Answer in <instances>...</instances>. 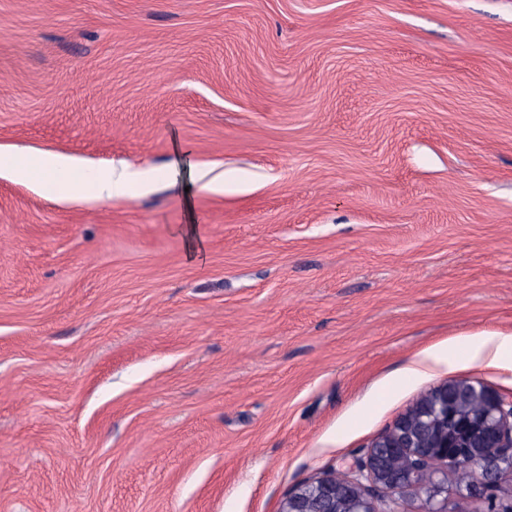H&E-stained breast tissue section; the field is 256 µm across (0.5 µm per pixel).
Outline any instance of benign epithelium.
<instances>
[{
    "mask_svg": "<svg viewBox=\"0 0 512 512\" xmlns=\"http://www.w3.org/2000/svg\"><path fill=\"white\" fill-rule=\"evenodd\" d=\"M467 475V494L486 512H512L499 497L512 482V399L478 379H450L422 397L347 470L299 484L280 512H404L401 494L426 495L422 512H448V472Z\"/></svg>",
    "mask_w": 512,
    "mask_h": 512,
    "instance_id": "7a95c632",
    "label": "benign epithelium"
}]
</instances>
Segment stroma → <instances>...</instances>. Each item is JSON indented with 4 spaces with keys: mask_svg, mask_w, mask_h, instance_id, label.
<instances>
[{
    "mask_svg": "<svg viewBox=\"0 0 512 512\" xmlns=\"http://www.w3.org/2000/svg\"><path fill=\"white\" fill-rule=\"evenodd\" d=\"M0 145L154 175H0V512H279L512 398V0H0ZM96 184L94 198L112 201L124 199L130 194L134 184L149 188L153 175L149 171L130 170L127 167L116 168L113 165L97 169L94 175ZM211 170L199 168L189 164L188 175L191 181L199 185L201 189H207L213 192H224L223 174L210 176ZM474 338L469 344V353L472 359L490 357L497 362L506 355L512 357V334L495 331H485Z\"/></svg>",
    "mask_w": 512,
    "mask_h": 512,
    "instance_id": "1",
    "label": "stroma"
}]
</instances>
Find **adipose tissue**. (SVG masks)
<instances>
[{
	"label": "adipose tissue",
	"instance_id": "ef3b65f1",
	"mask_svg": "<svg viewBox=\"0 0 512 512\" xmlns=\"http://www.w3.org/2000/svg\"><path fill=\"white\" fill-rule=\"evenodd\" d=\"M81 170L79 159L65 153L44 150L19 152L0 148V173H9L20 181L44 177L67 180ZM94 180L96 199L111 201L129 196L133 185L150 187L153 176L148 171L111 166L96 170Z\"/></svg>",
	"mask_w": 512,
	"mask_h": 512
}]
</instances>
